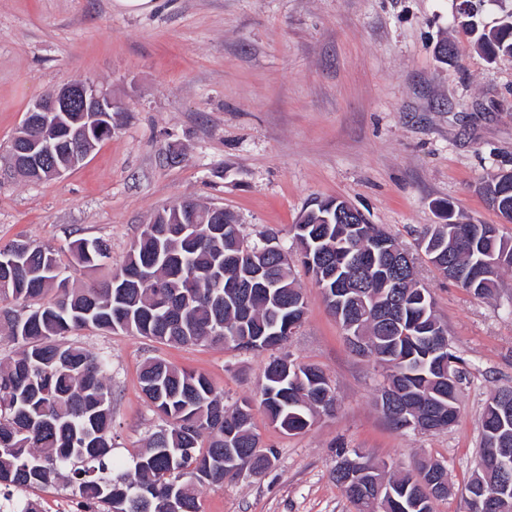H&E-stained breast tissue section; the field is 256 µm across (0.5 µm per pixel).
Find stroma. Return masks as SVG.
Returning <instances> with one entry per match:
<instances>
[{"mask_svg":"<svg viewBox=\"0 0 512 512\" xmlns=\"http://www.w3.org/2000/svg\"><path fill=\"white\" fill-rule=\"evenodd\" d=\"M112 2L0 0V245L31 240L65 258L69 242L104 238L111 263L75 274L90 283L108 278L143 224L183 197L233 213L248 241L288 250L301 213L339 198L414 255L465 368L452 425L392 428L378 406L386 366L350 349L296 260L306 309L281 353L323 370L335 412L295 435L271 424L259 406L269 351L85 333L88 348L112 358L115 459L155 429L139 374L156 356L205 374L226 408L251 401L255 430L275 453L262 474L207 487L202 512H357L333 477L357 452L392 474L442 462L450 492L435 512H469L483 409L512 386V269L493 296H475L428 262L420 236L443 201L463 221L512 236L478 191L512 171V59L483 60L452 21L454 0H157L142 14ZM444 41L455 48L445 63ZM86 81L112 94L111 139L61 178L14 176L4 155L28 108ZM171 147L178 162L166 157Z\"/></svg>","mask_w":512,"mask_h":512,"instance_id":"1","label":"stroma"}]
</instances>
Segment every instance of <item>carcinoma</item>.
<instances>
[{"mask_svg":"<svg viewBox=\"0 0 512 512\" xmlns=\"http://www.w3.org/2000/svg\"><path fill=\"white\" fill-rule=\"evenodd\" d=\"M458 25L474 39L489 63L512 57V13L488 29L480 7ZM61 126L80 131L91 148L112 138L105 119L85 120L69 112ZM72 134L48 168L14 169L30 182L51 178V170L69 163ZM488 203L512 219V179L495 174L482 184ZM346 203L320 200L294 226L303 266L321 288L326 303L337 291L363 299L345 303L339 322L348 336L363 339L391 373L381 395L400 393L407 415L448 427L457 413L463 360L445 344L443 324L430 294L420 299L415 269L395 275L394 255L404 252L396 239L358 214L340 216ZM443 223L431 224L421 247L446 278L481 277L469 288L487 296L499 272L512 267V237L496 224H471L441 204ZM224 232L213 233L208 206L187 197L156 213L143 228L111 276L77 285L72 270L93 269L112 261L104 239L79 238L69 244L64 263L55 249L16 240L0 247V328L18 348L0 359V512H41L27 492L62 480L79 497L81 512H200L205 488L224 480V455L231 451L245 464L269 461L255 431L253 408L244 400L231 409L224 395L202 373L150 357L140 372L141 391L158 424L145 447L119 463L113 455L114 405L111 358L66 336L90 330L132 333L166 346L209 343L241 351L282 346L286 319L300 318L301 289L292 276L288 253L268 241L249 242L234 215L224 213ZM260 406L268 420L286 433H301L315 414L333 411L335 397L324 372L287 356L276 357L264 371ZM512 399V386L499 389L482 416V443L472 486L509 482L493 464L488 448L512 451V420L498 415V401ZM343 458L336 482L357 512H398L386 489H407L426 500L436 476L448 477L436 461L420 464L418 476L385 478L371 463L361 485L349 479Z\"/></svg>","mask_w":512,"mask_h":512,"instance_id":"cac0c4a2","label":"carcinoma"}]
</instances>
